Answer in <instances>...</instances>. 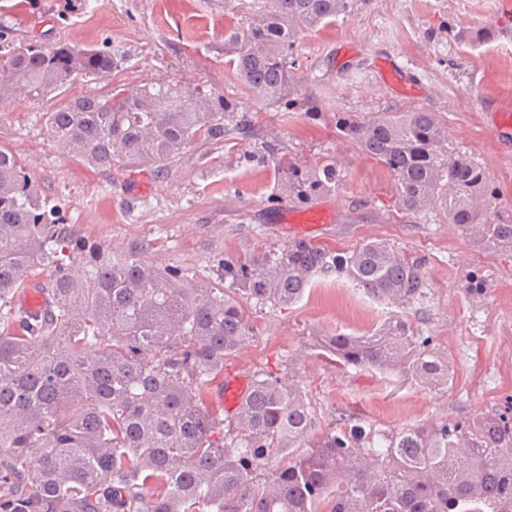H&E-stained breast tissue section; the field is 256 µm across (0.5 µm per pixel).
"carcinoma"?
Wrapping results in <instances>:
<instances>
[{"instance_id": "cac0c4a2", "label": "carcinoma", "mask_w": 512, "mask_h": 512, "mask_svg": "<svg viewBox=\"0 0 512 512\" xmlns=\"http://www.w3.org/2000/svg\"><path fill=\"white\" fill-rule=\"evenodd\" d=\"M351 5L265 0L224 38L225 64L257 101L288 111L296 39ZM494 36L492 25L456 33L468 46ZM119 64L95 47L9 46L0 100L63 92ZM44 118L60 148L117 171H165L198 141L253 128L249 111L223 94L165 82L75 98ZM336 134L393 173L403 213L439 204L463 231L477 227V247L512 249V220L494 214L497 187L449 146L435 113L339 112ZM282 173L299 202L340 181L332 159ZM316 276L344 278L386 305L426 298L422 261L379 240L343 252L302 240L227 256L216 279L192 281L178 267L86 242L0 150V512H512V404L388 434L346 421L318 434L301 382L261 370L237 414L210 412L224 357L248 338V303H295ZM32 282L48 295L37 313L20 305ZM316 344L344 366L398 371L429 389L452 378L430 337L401 317Z\"/></svg>"}]
</instances>
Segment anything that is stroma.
Segmentation results:
<instances>
[{
  "label": "stroma",
  "instance_id": "obj_1",
  "mask_svg": "<svg viewBox=\"0 0 512 512\" xmlns=\"http://www.w3.org/2000/svg\"><path fill=\"white\" fill-rule=\"evenodd\" d=\"M353 2L350 12L294 45L296 76L321 107L307 117L255 101L224 62L225 36L262 0H0V48L66 42L123 58L109 76L77 81L65 94L0 104V149L25 165L39 193L84 238L118 253L138 251L149 264L180 267L195 280L214 277L220 258L299 240L280 218L291 212L306 219L314 206L330 213L313 233L316 243L344 250L384 240L422 258L427 299L402 315L448 357L453 379L445 387L428 390L396 372L345 367L318 354L317 335H360L388 314L348 282L315 286L278 309L251 306L248 338L225 357V373L295 372L320 424L341 418L392 431L503 408L512 403V250L479 249L442 209L418 217L398 210L392 174L337 139L336 115L408 106L436 113L449 145L475 157L498 187L496 211L512 217V135L495 136L491 112L495 97L512 96V42L470 49L456 40L462 24L494 22L512 31V10L501 0ZM385 63L414 94L384 85ZM161 81L239 101L254 117L252 137L196 144L158 174L95 169L51 142L43 115L65 99ZM266 142L276 146L274 158L253 160ZM323 157L337 162L335 189L308 203L279 191L281 164L302 168ZM471 271L483 277L482 296L465 291Z\"/></svg>",
  "mask_w": 512,
  "mask_h": 512
}]
</instances>
